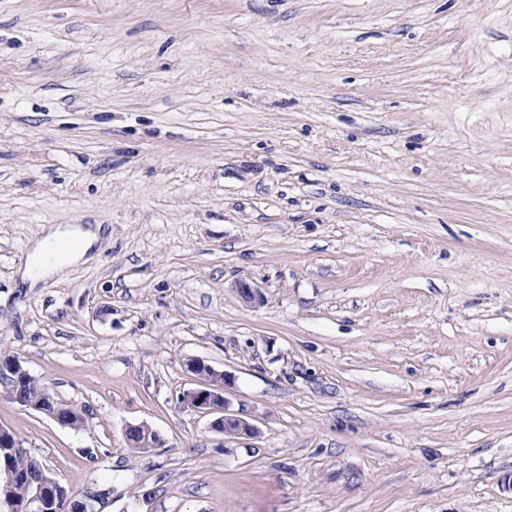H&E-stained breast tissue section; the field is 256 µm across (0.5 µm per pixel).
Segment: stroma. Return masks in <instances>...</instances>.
I'll use <instances>...</instances> for the list:
<instances>
[{"label":"stroma","instance_id":"35a3bbf8","mask_svg":"<svg viewBox=\"0 0 512 512\" xmlns=\"http://www.w3.org/2000/svg\"><path fill=\"white\" fill-rule=\"evenodd\" d=\"M52 224L101 248L24 288ZM0 353L100 512H512V0H0ZM12 358L13 359L10 360V362L8 364H6V362H4V364H6L5 368L3 367V362H2V359L0 358V383H1V385L8 387V389H9L8 394H9L10 400L26 409L35 410V411L49 417L50 419L56 421L58 424H60L62 426L71 427L72 426L71 424H69L63 418H61L59 416L60 410H59L57 404H52V403L43 404L42 402H40L37 405H34V404H30L28 401L19 397L18 395L13 394L14 390L17 388L16 385H17V382L19 379L18 378L19 374L28 375L30 373L28 372L27 369H25L23 367L20 360H18L16 357H12ZM34 378L27 379L24 382L25 386L24 385L19 386L16 389V393L25 395L27 392L26 388H27V386H29L37 393V395L40 397V399H42L44 402H50V400L54 401L50 397V396L55 397L53 392L50 390V393H49L50 396H49V394L46 392V390L44 389L42 384L36 378H35L36 380ZM186 371L201 380L204 387L184 391L178 397L181 409L215 415L209 423L212 432L224 439H251L259 435V428L249 420L232 413L225 397L228 374L199 360H188ZM125 436L130 448H140L145 451L160 448L164 443L157 431L144 424L128 425L125 429Z\"/></svg>","mask_w":512,"mask_h":512}]
</instances>
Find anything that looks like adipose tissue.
<instances>
[{"instance_id":"ef3b65f1","label":"adipose tissue","mask_w":512,"mask_h":512,"mask_svg":"<svg viewBox=\"0 0 512 512\" xmlns=\"http://www.w3.org/2000/svg\"><path fill=\"white\" fill-rule=\"evenodd\" d=\"M66 240L71 244L69 252L63 259L46 260L45 255L59 241ZM100 240V230L91 225L55 224L45 235L35 242L32 254L40 258V266L26 264L20 271L21 282L30 288L37 287L45 278L62 274L71 265L86 262L90 253Z\"/></svg>"}]
</instances>
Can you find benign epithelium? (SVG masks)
Instances as JSON below:
<instances>
[{"mask_svg":"<svg viewBox=\"0 0 512 512\" xmlns=\"http://www.w3.org/2000/svg\"><path fill=\"white\" fill-rule=\"evenodd\" d=\"M186 371L201 380L203 387L180 394V408L213 416L209 428L225 439H251L259 435L260 430L254 423L229 410V402L225 397L228 381L226 372L199 360L187 361ZM21 374H28V370L23 367L20 360L14 358L6 365L0 361V384L8 387L10 400L26 409L35 410L62 426H69V423L59 416L58 405L41 402L34 405L14 394ZM125 436L129 447L145 451L159 448L164 443L157 431L144 424L127 426ZM31 481L32 492L22 507V512H49L52 503L59 499L65 501L68 512H96L95 503L103 501L106 495V492L93 488L86 489L80 495L69 494L64 491V486L58 480L43 470L36 473Z\"/></svg>","mask_w":512,"mask_h":512,"instance_id":"obj_1","label":"benign epithelium"}]
</instances>
